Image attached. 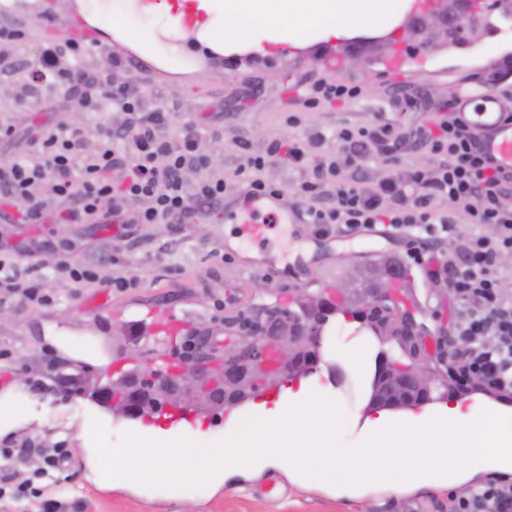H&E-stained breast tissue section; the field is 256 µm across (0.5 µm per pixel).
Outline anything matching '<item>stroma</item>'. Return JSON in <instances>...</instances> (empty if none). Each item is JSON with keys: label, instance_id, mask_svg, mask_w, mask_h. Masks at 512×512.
Here are the masks:
<instances>
[{"label": "stroma", "instance_id": "1", "mask_svg": "<svg viewBox=\"0 0 512 512\" xmlns=\"http://www.w3.org/2000/svg\"><path fill=\"white\" fill-rule=\"evenodd\" d=\"M33 1L46 21L29 16ZM16 6L12 20L27 33L22 58L30 61L45 41L60 37L72 11L59 0H16ZM472 24L473 31L432 52L421 48L424 32L397 28L378 34L367 49V61L357 66L348 63V48L340 39L304 44L295 52L285 44L267 54L243 51L236 62L224 67L212 62L210 49L188 41L178 61L183 69L179 75L121 42L109 54L90 51L85 64L111 72L115 82H134L148 106L160 105L175 112L178 120L195 121L204 133L205 154L218 161L229 177L245 155L264 153L278 137L310 143L315 134H325V141L310 150L315 156L338 152L333 131L390 124L400 135L394 150L365 162L370 176L378 177L390 169L436 165L438 156L414 141L418 131L434 127L435 105L466 89L482 91L499 60L512 56V15L488 9L484 0H478ZM316 80L352 82L362 94L309 108L304 104L306 87ZM403 98L421 99L426 107L415 112L396 107V100ZM0 117L16 127L14 139L0 142V160L28 147L36 128L61 120L72 122L87 138L99 133L96 122L84 113L67 111L50 95L41 101L2 97ZM236 231L220 212L201 224L177 229L168 224H64L55 217L41 224L0 223V244L18 250L23 263L32 253L41 258L62 254L87 263L99 259L106 248L122 244L128 252L129 273L139 282L124 291L78 289L70 283L66 301L58 306L5 304L0 371H8L11 381L0 387V406L13 407L15 414L0 423V448L28 445L32 451L21 465L0 457V475L17 469L22 476H31L43 465L38 447L48 448L59 440L68 450L69 464L58 484L44 488L42 499L0 492V512H40L46 499L64 504V512H448V487L429 485L402 493L374 489L357 498L339 496L296 479L294 471L301 462L288 457L276 466L225 480L192 479L198 462L187 453V446L223 447L225 434L244 413L240 407L203 408L205 425L182 436L184 451L167 457L175 475L172 485L97 479L90 449L140 445L134 428L91 398L94 387L108 381L103 366L112 358L124 359L133 351L139 364L153 358L151 345L127 329L132 315L156 307L185 314L192 328L211 331L201 352L220 356L226 348L241 344L252 328L293 309L292 284L266 273L244 276L225 257L222 244ZM261 247L287 258L300 252L311 259L314 269L304 283L310 293L336 283L351 265L379 257L407 260L397 240L297 239L285 224L272 226ZM410 270L417 302L414 316L429 329L423 353L438 370L447 371L436 338L439 328L448 324V305L434 292V280L424 267L414 264ZM62 378L74 382V393L53 397L34 388L35 382L51 384ZM271 477L286 487L284 497L270 500L260 495Z\"/></svg>", "mask_w": 512, "mask_h": 512}]
</instances>
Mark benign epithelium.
Returning a JSON list of instances; mask_svg holds the SVG:
<instances>
[{"label": "benign epithelium", "instance_id": "benign-epithelium-1", "mask_svg": "<svg viewBox=\"0 0 512 512\" xmlns=\"http://www.w3.org/2000/svg\"><path fill=\"white\" fill-rule=\"evenodd\" d=\"M465 12V0H427L421 12L410 14L406 24L425 28L427 38L423 47L437 50L442 41L448 39L449 26L464 28ZM394 287L395 279L383 267L352 266L345 280L337 284L336 297L348 313L365 318L381 336V341L394 339L404 350L414 351L416 343L423 338V334L416 331L414 320L401 310L388 316L395 299ZM304 301L309 309L306 318L287 320L277 327L275 340L281 346L277 368L288 377L317 364L322 343V315L331 310L321 293H306ZM263 340L262 336H248L242 346L224 353V386L219 389L211 385L210 369L203 360L193 362L182 386L172 384L164 371L150 365L132 378L99 390V396L124 416L147 398L179 402L191 394L197 402L208 404L222 392L224 401L228 402L246 387L256 386L254 352ZM447 383V377L428 362L417 360L404 365L382 353L376 361L371 406L395 409L421 404Z\"/></svg>", "mask_w": 512, "mask_h": 512}]
</instances>
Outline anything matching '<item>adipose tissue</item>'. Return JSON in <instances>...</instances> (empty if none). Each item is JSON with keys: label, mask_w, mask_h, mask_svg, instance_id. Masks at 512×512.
Segmentation results:
<instances>
[{"label": "adipose tissue", "mask_w": 512, "mask_h": 512, "mask_svg": "<svg viewBox=\"0 0 512 512\" xmlns=\"http://www.w3.org/2000/svg\"><path fill=\"white\" fill-rule=\"evenodd\" d=\"M211 15L198 38L209 47L268 52L289 41L330 40L359 32H389L410 9L412 0H204ZM342 413L321 379H302L283 388L273 403L256 404L244 432H230L220 448H204L201 472L210 477L241 465L258 464L283 455L321 459L315 474L332 482L342 465L356 468L342 484L346 495L365 486L393 491L430 484L454 486L494 468L512 471V435L499 433L492 415H479L474 405L451 401L432 410L393 414L358 411L351 435L339 429ZM406 460L405 467L394 463ZM98 474L172 481L163 463L142 458L130 449L98 453Z\"/></svg>", "instance_id": "1"}]
</instances>
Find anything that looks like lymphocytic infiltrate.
Masks as SVG:
<instances>
[{
	"mask_svg": "<svg viewBox=\"0 0 512 512\" xmlns=\"http://www.w3.org/2000/svg\"><path fill=\"white\" fill-rule=\"evenodd\" d=\"M86 47L77 41L42 45L32 79L60 89L74 110L100 118L123 113L116 126L105 125L87 139L76 126L61 121L42 130L33 150L16 153L0 164V221L38 224L54 206H64L68 224H186L223 210L229 181L212 170L200 152V131L176 123L171 112L145 109L143 95L129 84L83 66ZM457 96L437 122L440 134L428 139L440 162L430 170L410 168L370 180L356 160L383 149L392 127L342 129L340 153L319 159L312 179L296 190L317 236H354L385 226L407 246L410 261L433 264L458 306L443 352L449 375L460 386L478 380L483 391L512 397V296L500 286L497 262L512 253V176L486 166L471 128L455 117ZM178 136H171L172 126ZM309 158L302 140L275 139L265 155L245 156L238 174H250L249 186L271 191L260 176L267 161L303 165ZM196 180H188V172ZM445 197L449 208L435 201ZM137 208H128V201ZM455 248L444 251V242ZM108 266L101 276L100 266ZM119 248L100 264L59 256L33 269L0 257V303L52 306L60 297L51 284L66 279L79 286L132 288ZM448 512H512V480L503 478L448 496Z\"/></svg>",
	"mask_w": 512,
	"mask_h": 512,
	"instance_id": "f902f5d3",
	"label": "lymphocytic infiltrate"
}]
</instances>
